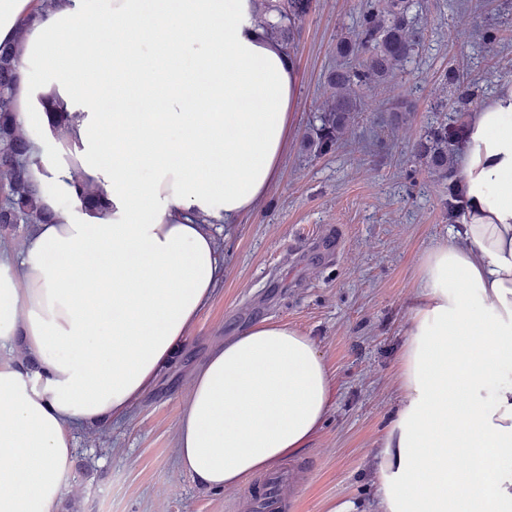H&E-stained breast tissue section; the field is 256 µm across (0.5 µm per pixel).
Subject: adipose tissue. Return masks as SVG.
<instances>
[{"label": "adipose tissue", "mask_w": 512, "mask_h": 512, "mask_svg": "<svg viewBox=\"0 0 512 512\" xmlns=\"http://www.w3.org/2000/svg\"><path fill=\"white\" fill-rule=\"evenodd\" d=\"M87 27L107 40L69 53ZM0 43L53 218L0 249V512H61L74 430L155 391L224 276L210 225L239 223L278 181L297 75L252 0H0ZM466 124L461 222L421 255L408 301L378 512H512V82ZM332 390L311 336L254 323L194 371L180 468L239 488L304 448Z\"/></svg>", "instance_id": "obj_1"}]
</instances>
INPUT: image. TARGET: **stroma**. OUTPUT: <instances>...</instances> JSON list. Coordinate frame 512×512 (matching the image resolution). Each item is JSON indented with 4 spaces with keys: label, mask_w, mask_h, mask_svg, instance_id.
<instances>
[{
    "label": "stroma",
    "mask_w": 512,
    "mask_h": 512,
    "mask_svg": "<svg viewBox=\"0 0 512 512\" xmlns=\"http://www.w3.org/2000/svg\"><path fill=\"white\" fill-rule=\"evenodd\" d=\"M366 0H316L298 24V103L278 184L241 223L214 225L224 278L183 351L130 418L75 435L68 500L77 512H251L260 476L220 493L185 474L174 451L192 373L208 349L269 319L312 336L334 379L326 424L282 467L295 474L285 512H366L376 490L377 442L397 407L408 300L420 255L447 239V180L417 153L452 103L443 75L464 73L482 105L512 80V0H413L423 33L404 73L362 89L342 140L316 154L302 141L330 94L336 38L355 30ZM500 41L489 48L484 31Z\"/></svg>",
    "instance_id": "obj_1"
}]
</instances>
